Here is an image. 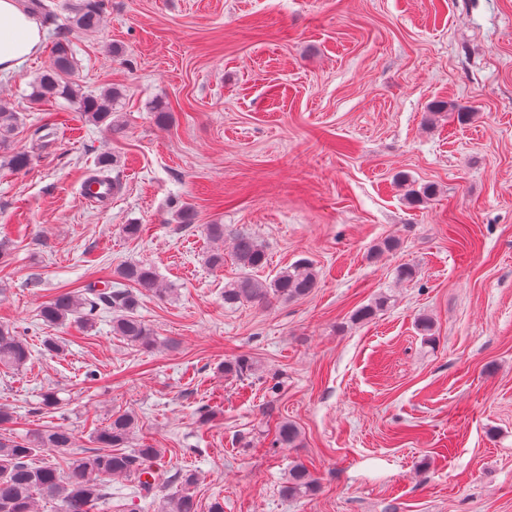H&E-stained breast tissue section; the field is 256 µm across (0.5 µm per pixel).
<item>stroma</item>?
I'll use <instances>...</instances> for the list:
<instances>
[{
  "label": "stroma",
  "mask_w": 512,
  "mask_h": 512,
  "mask_svg": "<svg viewBox=\"0 0 512 512\" xmlns=\"http://www.w3.org/2000/svg\"><path fill=\"white\" fill-rule=\"evenodd\" d=\"M103 6L101 30L73 51L84 94L120 90L112 126L61 98L50 112L32 102L64 10L0 76V101L21 117L10 146L32 156L21 173L0 161V322L33 346L25 368H0L14 433L62 425L89 450L114 413H132L131 447L161 449L167 493L181 488L174 474H196L200 512L217 499L224 512H512V0ZM437 101L448 109L434 115ZM105 152L117 159L112 197L85 201ZM401 173L436 195L408 204ZM178 204L196 224L181 228ZM207 224L224 227L223 267L206 262ZM240 234L267 253L254 278L306 258L317 288L225 307ZM385 237L399 248L370 262ZM129 263L170 290L139 297L152 350L115 335L108 315L88 331L43 325L57 291ZM406 263L416 280L397 279ZM382 293L388 309L352 321ZM424 315L431 344L416 328ZM47 336L62 356L44 351ZM240 355L255 372L225 375ZM284 421L299 437L278 448ZM297 463L319 488L282 498Z\"/></svg>",
  "instance_id": "stroma-1"
}]
</instances>
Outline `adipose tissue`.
<instances>
[{
    "instance_id": "1",
    "label": "adipose tissue",
    "mask_w": 512,
    "mask_h": 512,
    "mask_svg": "<svg viewBox=\"0 0 512 512\" xmlns=\"http://www.w3.org/2000/svg\"><path fill=\"white\" fill-rule=\"evenodd\" d=\"M41 42L40 29L21 10L18 0H0V73L18 70Z\"/></svg>"
}]
</instances>
